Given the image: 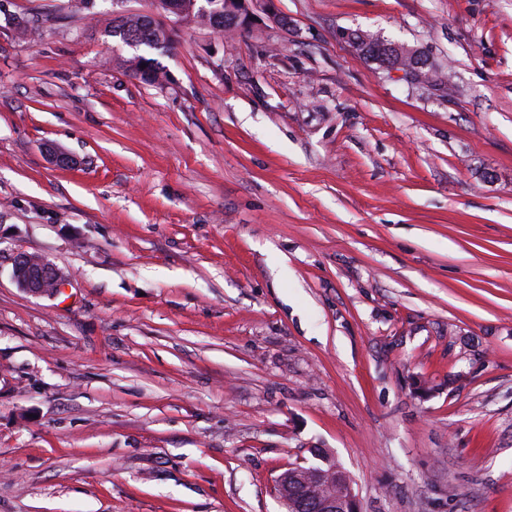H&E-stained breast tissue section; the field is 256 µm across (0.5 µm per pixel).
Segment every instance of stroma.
I'll return each mask as SVG.
<instances>
[{"label":"stroma","mask_w":512,"mask_h":512,"mask_svg":"<svg viewBox=\"0 0 512 512\" xmlns=\"http://www.w3.org/2000/svg\"><path fill=\"white\" fill-rule=\"evenodd\" d=\"M274 7L173 23L160 90L150 0H0V512H283L318 450L361 512H512V0ZM215 2V6L218 11L222 12L219 19L215 18L213 14H211L208 18L209 27L214 31H227V33L233 31L235 28L233 23L224 18V15H230L234 18L235 23L237 24L238 31H249L255 25H257V20L254 13V7L258 2H262L259 0H213ZM119 36L126 42L131 39L137 42V46H145L151 49L168 48L169 39L164 32L152 27V22L144 14H130L116 17L112 21L110 33ZM368 37L370 38L368 42L364 41L366 46L364 55L381 67V63L389 58V48L394 43ZM392 47L395 49L392 56L393 62L384 67L390 72L401 73L412 79L413 76L422 77L424 71L431 66V62L426 61L423 54L415 49L399 44L392 45ZM145 64V68H142ZM118 68L131 71L139 76L141 83L151 87L163 88L170 81L169 72L154 58L146 55H134L116 62ZM11 263L13 281L28 293L39 296L56 294L65 285L64 271L42 256L17 253Z\"/></svg>","instance_id":"stroma-1"}]
</instances>
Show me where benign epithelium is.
I'll use <instances>...</instances> for the list:
<instances>
[{
	"label": "benign epithelium",
	"mask_w": 512,
	"mask_h": 512,
	"mask_svg": "<svg viewBox=\"0 0 512 512\" xmlns=\"http://www.w3.org/2000/svg\"><path fill=\"white\" fill-rule=\"evenodd\" d=\"M259 0H224V13L233 17L237 30L249 31L257 25L254 7ZM390 72L408 78L421 77L431 66L419 51L393 45ZM11 276L22 290L34 295L58 293L65 285L64 271L42 256L18 253L12 258ZM277 492L285 512H360L358 496L349 476L328 459L320 464L288 468L277 479Z\"/></svg>",
	"instance_id": "7a95c632"
}]
</instances>
